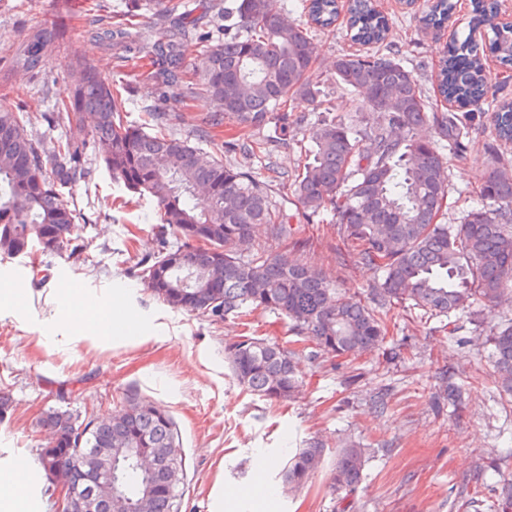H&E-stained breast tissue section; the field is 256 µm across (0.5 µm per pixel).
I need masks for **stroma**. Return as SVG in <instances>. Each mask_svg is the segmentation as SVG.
I'll use <instances>...</instances> for the list:
<instances>
[{
    "mask_svg": "<svg viewBox=\"0 0 512 512\" xmlns=\"http://www.w3.org/2000/svg\"><path fill=\"white\" fill-rule=\"evenodd\" d=\"M455 3L445 27L431 28L421 21L426 0L411 9L400 0H377L390 23L382 52L394 53L413 71L429 97L437 93L439 62L450 39L466 32L471 18V0ZM126 10V0H0V106L26 110L34 127L46 129L44 112L72 84L71 59L83 56L102 78L126 87L128 121H145L151 110L167 113L171 132L269 182L271 204L295 213L292 191L270 182L269 170L294 172L312 146L313 126L329 115L354 114V96L335 74L337 56L353 48L345 19L314 34L317 59L306 79L324 92L323 108L295 96L286 125L243 129L228 121L213 128L208 118L215 106L201 86V47L187 57L190 90L168 99L148 78L146 58L135 53V46L155 38L156 16L135 17L131 46L89 44L90 30L117 24ZM44 27L53 29L55 39L35 76L13 65L12 56ZM484 64L492 94L467 121L466 152L448 155L449 224L460 223L476 206L480 180L495 161L512 167V142L499 137L493 121L494 110L512 102V67L491 53ZM260 140L266 151L259 157L238 149ZM122 194L104 166H92L71 191L80 212L71 245L60 251L39 247L29 258L0 255V286L20 291L13 303H0V396L10 401L0 423V458H35L51 438L42 424L51 410L102 417L138 397L163 405L177 424L186 470L179 512H501L497 484L512 480V400L495 373L490 338L496 327L512 322V298L493 308L478 302L448 319L408 302L392 305L380 350L301 356L294 398L269 401L237 385L226 351L245 336L292 346L288 319L258 308L240 319L215 321L157 300L141 282L140 262L176 239L159 231L149 202L119 207ZM243 252L301 260L363 300L382 279L346 251L328 219L293 225L285 241L259 225ZM65 288L100 301L125 292L127 309L111 343L71 339ZM452 384L461 390L453 406ZM317 439L327 450L311 482L283 496L270 494V487H281L296 449ZM345 445L364 449L367 462L358 489L343 497L332 492L329 478L336 451ZM223 484L235 488L234 498L220 500Z\"/></svg>",
    "mask_w": 512,
    "mask_h": 512,
    "instance_id": "stroma-1",
    "label": "stroma"
}]
</instances>
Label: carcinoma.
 Listing matches in <instances>:
<instances>
[{
    "mask_svg": "<svg viewBox=\"0 0 512 512\" xmlns=\"http://www.w3.org/2000/svg\"><path fill=\"white\" fill-rule=\"evenodd\" d=\"M164 23L156 38L142 47L148 75L161 88H181L192 20L178 12L174 0H131ZM456 3L435 0L425 23L441 27ZM308 23L281 22L275 0H237L225 14L237 32L206 46L204 85L216 104L212 123L228 119L242 128H260L288 120V99L299 94L323 103L319 89L305 82L316 61L310 25H335L339 0H309ZM350 40L359 49L339 55V81L360 96L358 110L372 119H323L311 131L314 150L303 168L278 181L290 183L299 215L310 222L327 212L344 244L358 260L383 273L373 304L338 291L311 266L276 254L247 259L225 246L245 244L258 224L277 238L291 233L292 216L276 213L267 184L251 172L228 166L214 155L200 160L201 149L170 133L161 112H150L149 128L124 119L117 86L102 79L83 59L75 61L81 80L68 89L56 109L88 126L112 180L155 203L161 229L183 243L142 261L140 278L157 299L173 308L224 319L249 307H262L291 322L294 332L334 357L380 349L388 331L386 314L394 302L412 301L439 316H449L481 298L494 305L512 293V179L493 166L478 190L481 207L459 224H444L448 196L447 158L437 143L465 148L467 123L456 112H440L424 95L418 80L392 54L371 49L385 39L388 19L372 0H349ZM497 0H473L471 29L493 33L489 51L512 65V26L496 22ZM129 38L124 26L90 33L103 45ZM54 40L45 31L19 61L33 74L44 67L40 44ZM484 53L472 35L453 36L439 65L437 91L459 108L477 106L490 85ZM430 125L437 141L416 136ZM499 135L512 138V104L496 113ZM45 135L31 129L27 112L0 108V254H32L36 243L61 250L77 231L78 213L66 190L89 176V143L54 139L44 159ZM491 358L503 390L512 398V323L492 338ZM296 351L252 336L229 352L233 378L244 390L286 401L299 386ZM52 442L64 450L80 446L84 465L59 468L74 485L98 477L110 462L118 469V505L105 512H173L176 489L184 479L176 424L170 413L147 399H133L120 414L87 422L69 410H53L44 419ZM160 464L153 478L136 457ZM325 444L306 443L287 463L284 478L302 485L321 463ZM360 448L336 455L334 490L354 492L363 480Z\"/></svg>",
    "mask_w": 512,
    "mask_h": 512,
    "instance_id": "obj_1",
    "label": "carcinoma"
}]
</instances>
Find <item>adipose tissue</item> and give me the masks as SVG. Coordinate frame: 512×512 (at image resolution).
Masks as SVG:
<instances>
[{
  "mask_svg": "<svg viewBox=\"0 0 512 512\" xmlns=\"http://www.w3.org/2000/svg\"><path fill=\"white\" fill-rule=\"evenodd\" d=\"M69 327L76 340L108 343L112 340V319L123 313L126 297L113 292L100 306L88 305L74 288L67 291ZM33 464L0 459V512H44L33 485Z\"/></svg>",
  "mask_w": 512,
  "mask_h": 512,
  "instance_id": "1",
  "label": "adipose tissue"
}]
</instances>
